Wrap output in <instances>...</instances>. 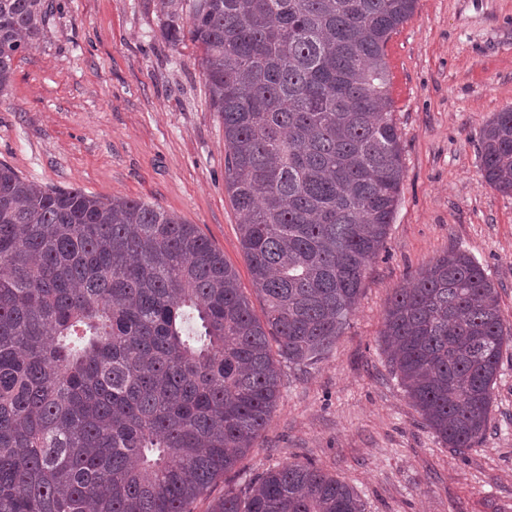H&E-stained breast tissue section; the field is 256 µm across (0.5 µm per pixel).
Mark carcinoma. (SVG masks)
I'll use <instances>...</instances> for the list:
<instances>
[{"instance_id":"obj_1","label":"carcinoma","mask_w":512,"mask_h":512,"mask_svg":"<svg viewBox=\"0 0 512 512\" xmlns=\"http://www.w3.org/2000/svg\"><path fill=\"white\" fill-rule=\"evenodd\" d=\"M166 0L202 49L259 319L235 270L159 206L44 187L0 163V512H192L265 430L283 361H320L385 247L404 178L385 48L417 0ZM44 0H0V93ZM483 178L512 194V108L483 127ZM383 336L426 425L464 454L491 423L497 288L448 251L390 300ZM211 512H364L299 462Z\"/></svg>"}]
</instances>
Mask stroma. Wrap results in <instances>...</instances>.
I'll return each mask as SVG.
<instances>
[{
    "instance_id": "obj_1",
    "label": "stroma",
    "mask_w": 512,
    "mask_h": 512,
    "mask_svg": "<svg viewBox=\"0 0 512 512\" xmlns=\"http://www.w3.org/2000/svg\"><path fill=\"white\" fill-rule=\"evenodd\" d=\"M51 2L0 94V162L40 185L140 200L197 225L262 313L200 48L163 37L162 0ZM387 61L404 179L386 247L332 349L311 368H283L266 429L195 512L292 462L347 482L366 512H512V347L491 426L461 458L411 406L381 336L395 289L452 249L482 267L512 326V195L483 184L479 148L486 122L512 107V0H418Z\"/></svg>"
}]
</instances>
